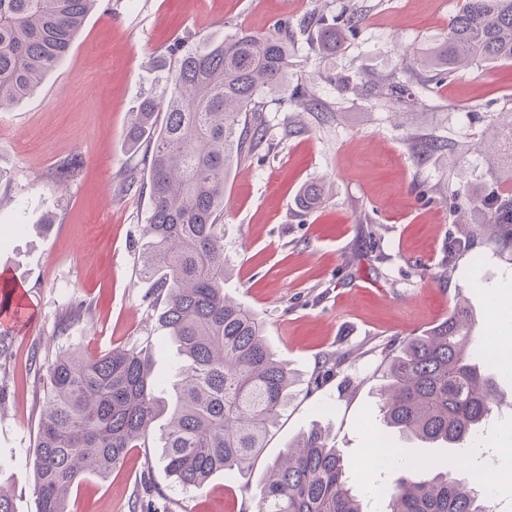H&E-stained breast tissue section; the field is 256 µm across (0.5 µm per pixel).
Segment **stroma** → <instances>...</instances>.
<instances>
[{"label":"stroma","instance_id":"stroma-1","mask_svg":"<svg viewBox=\"0 0 512 512\" xmlns=\"http://www.w3.org/2000/svg\"><path fill=\"white\" fill-rule=\"evenodd\" d=\"M463 0H99L73 46L29 98L0 110V268L14 276L7 309L32 307L36 325L0 327V482L16 512H36L34 446L44 398L43 367L64 351L96 354L145 339L155 370L174 379L175 345L140 273L151 201L146 171L133 187L125 171L141 159L125 142L137 97L151 87V63L183 42L222 41L238 30L287 39L288 83L260 95L266 128L258 150L235 161L224 187V291L252 309L293 376L288 406L249 475L215 473L200 491L175 483L158 448L133 450L112 475L88 477L71 512H131L151 494L156 512H256L267 465L300 432L318 424L342 455L369 512H384L401 468L371 470L372 449L388 443L409 463L443 459L447 447L383 426L377 391L389 345L445 320L464 298L473 346L503 336L512 311V251L483 239L449 258L468 214L455 192L490 177L481 143L500 113L512 112V61L472 65L444 81L417 60L441 41ZM356 16L336 53L319 48L323 20ZM399 84L406 102L391 99ZM320 110H304L294 87ZM444 146L423 156L413 137ZM79 166L64 184L58 168ZM322 184L320 207L299 205ZM81 317L70 320L73 310ZM68 322L58 335L60 322ZM41 366L33 368L31 355ZM341 364L325 376V357ZM483 429L472 466L506 481L494 512H512V376Z\"/></svg>","mask_w":512,"mask_h":512}]
</instances>
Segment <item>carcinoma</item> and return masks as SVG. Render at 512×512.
<instances>
[{
    "label": "carcinoma",
    "mask_w": 512,
    "mask_h": 512,
    "mask_svg": "<svg viewBox=\"0 0 512 512\" xmlns=\"http://www.w3.org/2000/svg\"><path fill=\"white\" fill-rule=\"evenodd\" d=\"M99 0H0V110L33 94L72 48ZM351 22L326 26L322 48L334 52ZM154 86L131 112L126 143L146 147L151 200L142 271L163 301L158 317L180 356L173 394L154 375L152 345L99 355L63 352L46 371L44 409L34 455L37 512H68L84 478L106 477L160 430L165 470L184 488L202 489L218 471L245 472L288 406L291 374L251 309L227 300L224 282V184L235 159L264 142L262 122L247 121L255 99L283 86L288 41L241 31L206 48L169 49ZM512 61V0H464L448 35L422 55L430 71ZM163 118H158V114ZM495 137L501 172L482 190L455 195L477 214L476 227L449 244L468 252L489 234L512 249V113ZM312 183L300 205L319 204ZM469 309L400 342L386 356L379 390L386 426L458 453L499 403L502 374L470 350ZM458 462L414 465L391 489L385 512H492L477 481L453 476ZM257 512H366L340 452L317 427L301 432L269 464Z\"/></svg>",
    "instance_id": "obj_1"
}]
</instances>
